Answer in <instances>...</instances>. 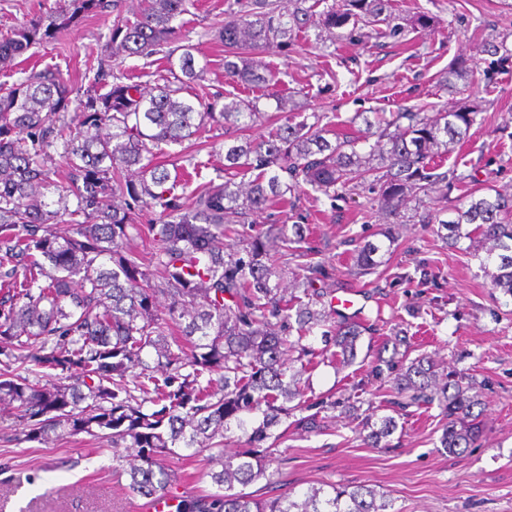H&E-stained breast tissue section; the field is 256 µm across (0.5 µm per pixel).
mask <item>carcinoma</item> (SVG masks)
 <instances>
[{"instance_id": "obj_1", "label": "carcinoma", "mask_w": 512, "mask_h": 512, "mask_svg": "<svg viewBox=\"0 0 512 512\" xmlns=\"http://www.w3.org/2000/svg\"><path fill=\"white\" fill-rule=\"evenodd\" d=\"M71 9L0 34V62L26 54L36 42L65 29L102 0H70ZM281 12L275 0H224V26L214 39L224 44V72L245 88L270 84L275 72L259 59L263 49L286 52L296 33L313 28L319 41L362 42L365 29L386 26L382 35L399 40L407 25L390 0H290ZM325 4L318 11L319 4ZM192 0H147L139 18L116 16L112 54L148 57L164 52L163 84L148 92L127 76L112 75L103 93L80 101L77 122L65 118L74 89L56 68L32 71L24 80L0 84V405L21 425L17 440L39 442L51 433H86L113 448L117 470L130 479L134 495L158 500L169 484L165 462L182 451L205 456L204 476L214 492L185 496L175 512H402L394 500L365 485H330L300 494L285 489L260 497L244 488L274 475L271 450L288 429L316 433L321 413L336 401L307 397L304 374L313 359L351 365L365 328L335 319L330 293L316 284L330 279L313 249L289 251L301 241L305 216L296 211L309 186L326 195H352L379 186L368 212L398 217L413 200L458 174L433 172L436 156L467 138L478 111L466 105L451 112L401 109L364 119L367 132L338 131L326 115H304L294 98L275 99L280 112L268 138L224 143V182L209 183L193 207L181 211L167 196L168 182L188 183L187 169L169 171L157 160L162 146L181 144L206 123L239 131L263 116L256 101L236 94L204 102L182 93L202 78L193 55L163 51L177 33L175 22ZM509 35L486 39L478 53L492 57L484 72L512 68ZM472 70L460 60L443 73L448 92ZM374 143H369L370 138ZM369 144L360 152L358 146ZM63 159L68 190H58L51 151ZM136 168L139 178L124 171ZM252 174L247 182L234 177ZM278 201L299 222L277 228L282 243L270 246L262 232L241 246L224 243L225 225L242 224L250 213ZM160 208L153 255L157 275L143 270L138 255L123 250L140 233L141 212ZM438 221L437 233L457 248L465 240L484 252L480 267L492 288L512 298V195L471 192ZM70 224V235L54 231ZM381 246L357 245L351 252L360 275L376 272ZM292 274L289 296L280 281ZM159 295L171 304L156 306ZM328 328L332 346L316 353L303 340ZM295 340H290L291 336ZM392 341L379 357L376 375L392 380L394 412L436 403L446 422L440 442L450 450L472 447L479 438L474 386L450 372L441 377L427 356L409 358ZM308 415L288 421L296 411ZM248 447L224 453L231 427ZM394 417L368 413L356 432L371 448H387ZM241 489H236V486Z\"/></svg>"}]
</instances>
